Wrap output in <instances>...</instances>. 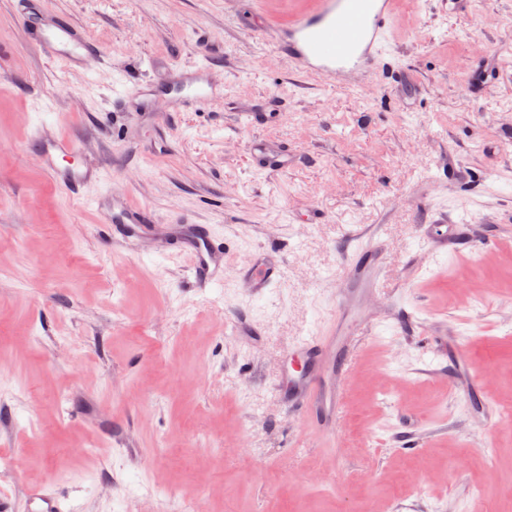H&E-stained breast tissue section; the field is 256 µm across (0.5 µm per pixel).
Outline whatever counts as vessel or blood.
I'll return each instance as SVG.
<instances>
[{"mask_svg": "<svg viewBox=\"0 0 512 512\" xmlns=\"http://www.w3.org/2000/svg\"><path fill=\"white\" fill-rule=\"evenodd\" d=\"M391 18V0H320L315 12L303 16L289 28L282 46L303 70L353 74L382 56ZM36 43L45 55L69 67L98 53L93 42L63 20L38 26ZM250 151L259 170L273 172L288 166L287 154L271 149L264 140H252ZM40 152L45 169L64 189L94 183L100 178L99 170L74 164L76 146L69 138H43ZM115 230L122 238L141 242L168 232L169 227L155 223L149 212L131 206L125 208L123 222ZM178 241L183 253L191 259L199 285L205 288L219 285L224 269L221 244L201 231L180 233ZM245 274L251 287L260 290L268 287L279 271L274 267L249 265ZM293 351L300 367L288 373L286 406L337 416L341 386L329 382L326 376L322 340L316 336L300 340ZM25 508L26 512H77L74 502L43 486L28 489Z\"/></svg>", "mask_w": 512, "mask_h": 512, "instance_id": "obj_1", "label": "vessel or blood"}]
</instances>
